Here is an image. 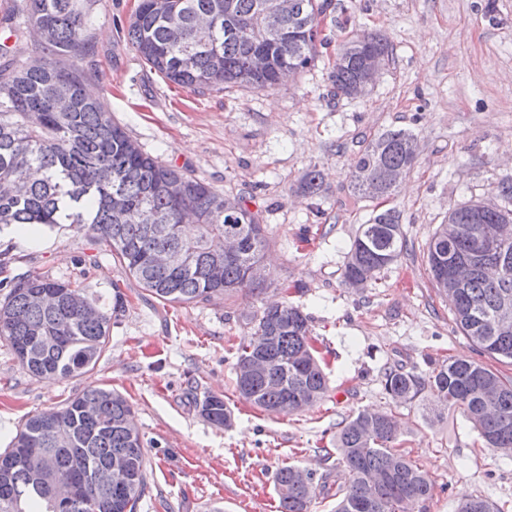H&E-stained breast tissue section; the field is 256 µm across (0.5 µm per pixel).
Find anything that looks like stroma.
I'll list each match as a JSON object with an SVG mask.
<instances>
[{
  "label": "stroma",
  "instance_id": "stroma-1",
  "mask_svg": "<svg viewBox=\"0 0 512 512\" xmlns=\"http://www.w3.org/2000/svg\"><path fill=\"white\" fill-rule=\"evenodd\" d=\"M137 0H101L92 18L96 54L87 87L141 147L186 167L218 192L245 197L266 227L267 287L221 304H164L151 297L86 230L41 226L36 236L0 231L9 274L30 272L89 285L124 307L107 350L90 371L37 378L0 341V453L27 416L103 387L131 404L148 459V488L136 512H279L278 467L335 473L342 422L368 410L396 415L399 448L434 482L421 512H457L482 497L512 505V453L486 447L459 412L423 397L394 405L387 369L429 372L471 359L512 378V365L484 354L457 327L432 280L426 245L457 205L512 183V0H332L322 24L330 44L315 67L272 89L233 88L197 96L166 84L127 44ZM356 30L393 46L372 93L331 94L328 60ZM395 127L418 134L419 154L397 192L360 199L351 164L371 139ZM319 194L299 188L310 166ZM395 210L405 248L365 288L344 283L360 224ZM289 301L310 318L325 359L328 391L316 406L273 414L239 397L233 364L253 319ZM223 396L230 427L207 421L196 402Z\"/></svg>",
  "mask_w": 512,
  "mask_h": 512
}]
</instances>
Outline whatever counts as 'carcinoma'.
<instances>
[{
    "label": "carcinoma",
    "instance_id": "obj_1",
    "mask_svg": "<svg viewBox=\"0 0 512 512\" xmlns=\"http://www.w3.org/2000/svg\"><path fill=\"white\" fill-rule=\"evenodd\" d=\"M101 0H25L0 9V230L26 224L54 227L77 224L108 248L152 297L179 305L217 303L261 286L246 279L267 238L246 198L237 197V215L224 214L226 196L189 170L165 164L142 148L112 118L100 100L87 95L89 73L80 61L94 55L91 20ZM276 0H138L125 29L130 47L151 70L194 94L233 87L278 86V72L291 76L318 57L320 27L331 0H293L291 13L272 31L263 14ZM25 17L23 24L16 15ZM30 49L34 66L14 61L20 44ZM375 54L393 60L386 39L355 34L339 48L330 72L332 95L357 97L364 60ZM415 133L388 129L357 154L351 171L353 195L380 199L396 186L389 172H405L417 157L406 150ZM320 171L304 174L302 188L317 193ZM196 233L188 237L184 217ZM472 204L450 212L460 235L448 240L441 224L427 243V261L439 292L450 302L457 326L492 358L512 364V328L498 327L496 315L512 309V234L500 262L473 271L461 288L448 287L438 262L473 249L481 225L471 223ZM237 230L243 250L232 258L218 253L224 233ZM182 243L196 246L194 260L180 269H154L151 255ZM404 247L396 212L387 210L359 226L348 252L344 282L350 283L394 263ZM0 302V340L34 377L69 378L95 367L105 352L112 315L124 307L119 289L114 304L68 280L19 275ZM80 292L98 304L95 320L72 308L66 295ZM276 340L268 342L266 337ZM273 360L269 371L245 378L243 365L255 354ZM236 391L252 405L273 411L288 403L292 414L321 401L327 393L323 359L309 336V317L286 301L265 308L254 332L237 348ZM381 383L396 404L412 403L426 391L444 409L461 413L487 446L512 452V380L464 358L450 359L423 375L387 369ZM201 414L215 425L231 424L224 398L207 395ZM393 413L363 411L336 435V482L320 480L294 464L277 469L275 486L288 485L280 512H308L316 492L336 496L335 512H415L432 496L433 481L395 447ZM25 448L52 455L59 469L76 479L125 456L131 480L118 491L98 488L59 509L48 494V479L17 461ZM306 473L308 484L300 481ZM147 488V459L131 406L107 389L88 391L58 408L34 414L17 432L12 447L0 453V512H136ZM457 512H501L474 497Z\"/></svg>",
    "mask_w": 512,
    "mask_h": 512
}]
</instances>
